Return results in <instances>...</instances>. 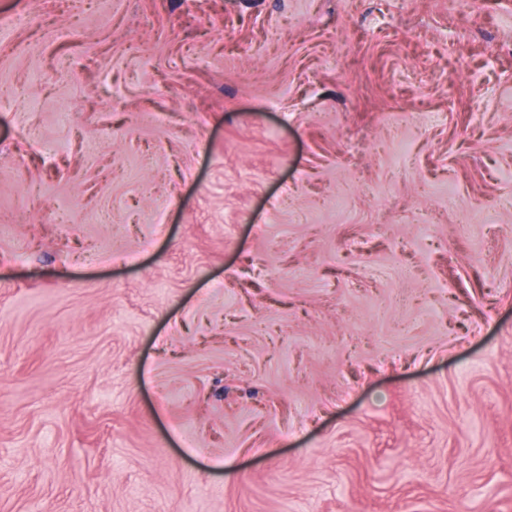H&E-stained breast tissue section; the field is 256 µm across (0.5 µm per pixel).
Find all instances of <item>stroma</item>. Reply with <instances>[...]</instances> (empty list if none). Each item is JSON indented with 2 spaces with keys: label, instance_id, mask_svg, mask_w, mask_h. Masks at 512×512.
Instances as JSON below:
<instances>
[{
  "label": "stroma",
  "instance_id": "stroma-1",
  "mask_svg": "<svg viewBox=\"0 0 512 512\" xmlns=\"http://www.w3.org/2000/svg\"><path fill=\"white\" fill-rule=\"evenodd\" d=\"M0 512H512V0H0Z\"/></svg>",
  "mask_w": 512,
  "mask_h": 512
}]
</instances>
